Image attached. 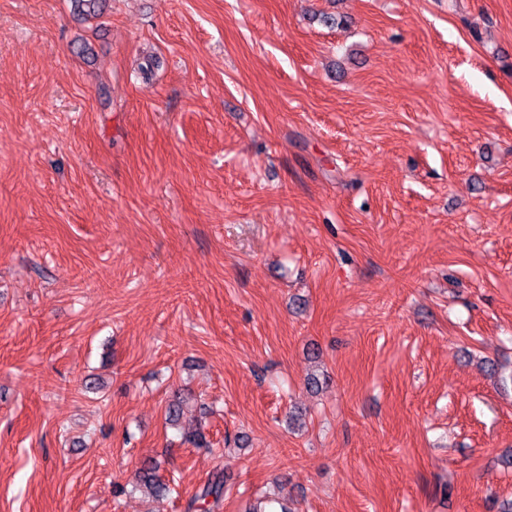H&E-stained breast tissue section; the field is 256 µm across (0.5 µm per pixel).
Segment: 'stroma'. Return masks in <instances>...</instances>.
<instances>
[{
    "label": "stroma",
    "mask_w": 512,
    "mask_h": 512,
    "mask_svg": "<svg viewBox=\"0 0 512 512\" xmlns=\"http://www.w3.org/2000/svg\"><path fill=\"white\" fill-rule=\"evenodd\" d=\"M219 470L512 501V0H0V512Z\"/></svg>",
    "instance_id": "stroma-1"
}]
</instances>
